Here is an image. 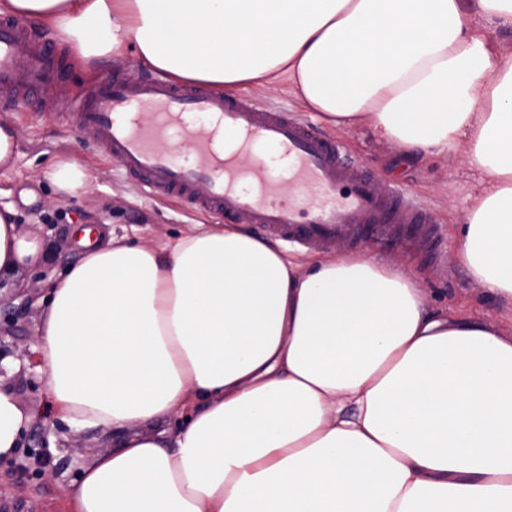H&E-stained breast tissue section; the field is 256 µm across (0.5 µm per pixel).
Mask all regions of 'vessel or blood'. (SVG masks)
I'll return each instance as SVG.
<instances>
[{"label":"vessel or blood","mask_w":512,"mask_h":512,"mask_svg":"<svg viewBox=\"0 0 512 512\" xmlns=\"http://www.w3.org/2000/svg\"><path fill=\"white\" fill-rule=\"evenodd\" d=\"M63 76L49 44L34 43L15 20L0 18V100L25 112L38 92L45 113L65 116L73 127L98 128L102 152L153 194L178 197L225 221L247 215L266 234L306 249L337 241L355 246L391 222L398 226L393 243L438 252L431 213L348 164L342 144L307 119L160 74L135 86L106 79L62 102L52 91ZM228 132L238 139V153L216 149ZM161 141L188 142V159L175 162L158 149ZM261 147L287 159L286 174L267 165L257 153ZM242 151L255 155L254 165L239 162Z\"/></svg>","instance_id":"1"}]
</instances>
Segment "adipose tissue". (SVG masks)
I'll list each match as a JSON object with an SVG mask.
<instances>
[{
    "label": "adipose tissue",
    "mask_w": 512,
    "mask_h": 512,
    "mask_svg": "<svg viewBox=\"0 0 512 512\" xmlns=\"http://www.w3.org/2000/svg\"><path fill=\"white\" fill-rule=\"evenodd\" d=\"M0 0L79 58L231 90L287 82L336 126L488 179L470 274L512 302V0ZM63 195L88 175L57 157ZM0 213V273L40 258ZM37 348L56 416L119 436L73 512H512V333L360 253L308 266L237 225L159 248L82 236ZM0 390V459L32 421ZM168 422L151 431L150 423ZM140 432H129L131 424Z\"/></svg>",
    "instance_id": "1"
}]
</instances>
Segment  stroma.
I'll return each instance as SVG.
<instances>
[{
	"mask_svg": "<svg viewBox=\"0 0 512 512\" xmlns=\"http://www.w3.org/2000/svg\"><path fill=\"white\" fill-rule=\"evenodd\" d=\"M58 49L70 61L66 78L54 90L60 100L81 97L100 78L115 76L126 81L134 75L145 76L148 70L132 56L82 65L74 62L69 46L62 43ZM0 121L12 124L19 137L13 168L0 170V210H15L19 233L36 237L42 244L37 264L0 281V345L8 351L0 360L5 369L0 389L13 393L34 415L15 459L0 460V503L20 505L23 512H70V488L82 469L99 453L115 448L116 441L93 430H73L56 419L47 407L46 373L38 366H23L17 354L35 350L39 343L40 300L48 293L49 278L82 254L72 229L106 224L136 245L158 248L213 226L216 220L185 204L149 195L140 181L100 153L97 138L82 136L62 119L36 111L18 112L0 102ZM320 129L338 139L349 159L374 178L401 189L431 212L444 261L437 264L417 253L385 246L380 236L363 245V252L403 269L424 289L431 304L462 305L486 322L512 328V303L475 281L460 258V226L484 192L487 176L459 151L420 161L376 141L363 125L336 128L324 123ZM65 154L74 155L90 175L87 191L77 198L57 196L46 177L52 160ZM75 438L82 447L73 452L69 445ZM32 447L46 448L48 464L42 472L18 477L15 460Z\"/></svg>",
	"mask_w": 512,
	"mask_h": 512,
	"instance_id": "obj_1",
	"label": "stroma"
}]
</instances>
